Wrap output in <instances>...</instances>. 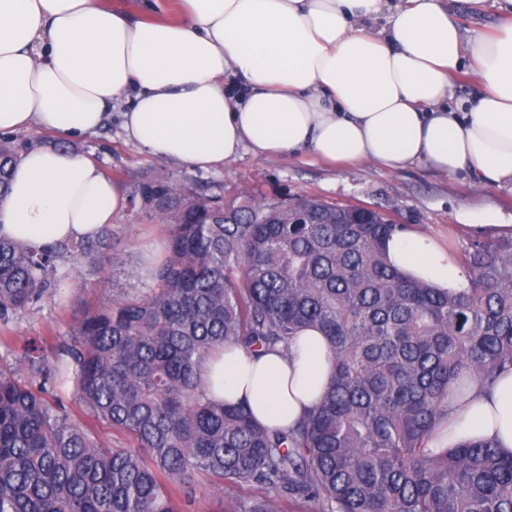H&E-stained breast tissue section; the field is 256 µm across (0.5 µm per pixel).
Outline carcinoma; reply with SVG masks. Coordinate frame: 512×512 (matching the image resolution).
I'll return each instance as SVG.
<instances>
[{
	"mask_svg": "<svg viewBox=\"0 0 512 512\" xmlns=\"http://www.w3.org/2000/svg\"><path fill=\"white\" fill-rule=\"evenodd\" d=\"M17 154L0 145V195ZM142 211L171 223L155 287L80 319L77 340L46 366L33 340L0 366V512H180L196 483L223 512H282L258 485L317 500L323 512H512V454L491 439L433 442L453 394L512 372V238L472 239L470 282L439 291L387 262L405 230L385 214L317 197L221 202L157 178ZM101 235L32 249L0 236V320L44 298L58 261L92 265ZM312 327L333 365L320 404L271 431L245 402L208 397L203 368L237 345L260 355ZM125 434L112 448L66 408Z\"/></svg>",
	"mask_w": 512,
	"mask_h": 512,
	"instance_id": "1",
	"label": "carcinoma"
}]
</instances>
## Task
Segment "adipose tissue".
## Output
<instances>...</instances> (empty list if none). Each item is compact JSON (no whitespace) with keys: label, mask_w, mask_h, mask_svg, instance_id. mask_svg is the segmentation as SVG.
<instances>
[{"label":"adipose tissue","mask_w":512,"mask_h":512,"mask_svg":"<svg viewBox=\"0 0 512 512\" xmlns=\"http://www.w3.org/2000/svg\"><path fill=\"white\" fill-rule=\"evenodd\" d=\"M164 0L137 19L100 0H0V134L96 133L120 108L128 141L193 169L309 151L396 170L422 163L482 186L512 183L510 20L466 37L444 0ZM391 18L382 28L374 23ZM480 91L448 102L461 70ZM238 79V93L224 83ZM124 206L88 157L55 146L21 155L0 196V236L41 248L95 237ZM389 264L445 291L467 287L456 257L416 230L385 243ZM332 363L317 330L255 357L229 347L206 363L210 398L247 402L255 420L293 426L315 406ZM495 439L512 453V373L456 400L442 445Z\"/></svg>","instance_id":"ef3b65f1"}]
</instances>
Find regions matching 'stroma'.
I'll return each mask as SVG.
<instances>
[{"label":"stroma","instance_id":"1","mask_svg":"<svg viewBox=\"0 0 512 512\" xmlns=\"http://www.w3.org/2000/svg\"><path fill=\"white\" fill-rule=\"evenodd\" d=\"M453 17L468 37L494 33L502 23L494 0H448ZM70 150L98 163L124 198L137 184L163 175L174 184L230 200L243 190L266 198L314 196L332 203L367 205L406 228L417 227L454 248L465 246L456 214L461 206L474 211L494 208L498 221L512 225V185L480 187L466 173L443 175L423 164L390 171L371 164L340 166L306 155L257 158L242 152L217 170H190L180 163L140 151L126 142L120 124L112 120L96 135L70 143ZM111 246L96 267L72 270L61 262L52 293L9 321H0V365H18L26 340L44 339L46 360L73 343L83 313L112 298L147 292L152 281L146 270L166 254L169 227L156 215L123 209L107 228Z\"/></svg>","mask_w":512,"mask_h":512}]
</instances>
